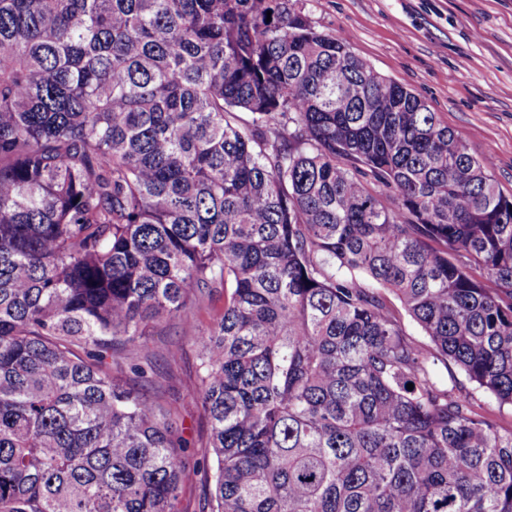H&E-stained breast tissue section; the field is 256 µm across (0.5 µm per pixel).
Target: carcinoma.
I'll use <instances>...</instances> for the list:
<instances>
[{
  "label": "carcinoma",
  "instance_id": "1",
  "mask_svg": "<svg viewBox=\"0 0 512 512\" xmlns=\"http://www.w3.org/2000/svg\"><path fill=\"white\" fill-rule=\"evenodd\" d=\"M492 169L292 0H0V512H179L175 319L209 512H512ZM145 336V352L157 363L158 375L154 386L160 387L161 399L167 400L180 409L178 428L188 442L187 454L203 452L210 435V422L195 399L196 352L192 342L181 332L178 321L165 328H148ZM176 346L182 347L180 359L169 362L168 351ZM195 446V448H194ZM439 370L444 373L445 378H449L448 376L450 371L453 372V374L458 379L459 386H463L466 391H469L473 394L475 400V408L479 412L484 413L486 416L498 421L499 423H502L503 425H510L512 422V413L510 408L505 407L504 409L499 410L498 406L493 401L474 390L473 385L467 380L465 375L452 364H448V372L441 365L439 366Z\"/></svg>",
  "mask_w": 512,
  "mask_h": 512
}]
</instances>
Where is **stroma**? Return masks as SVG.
Masks as SVG:
<instances>
[{
    "label": "stroma",
    "mask_w": 512,
    "mask_h": 512,
    "mask_svg": "<svg viewBox=\"0 0 512 512\" xmlns=\"http://www.w3.org/2000/svg\"><path fill=\"white\" fill-rule=\"evenodd\" d=\"M317 29L343 38L381 76L423 99L512 196V0H297ZM155 387L179 407L178 428L203 447L210 422L195 399L196 352L179 323L149 329ZM181 348L177 361L168 352Z\"/></svg>",
    "instance_id": "obj_1"
}]
</instances>
